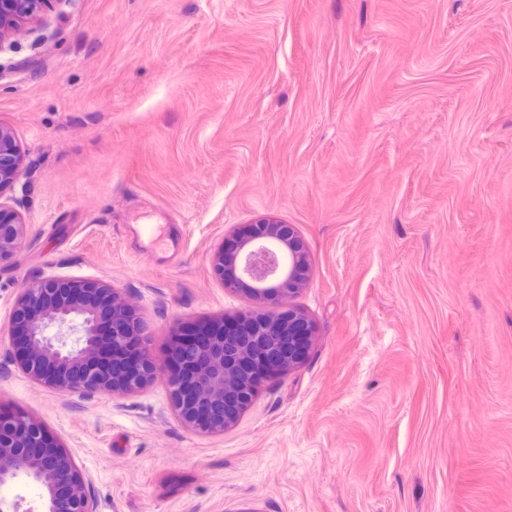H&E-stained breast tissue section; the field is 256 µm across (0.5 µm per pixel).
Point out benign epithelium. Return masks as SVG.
<instances>
[{
    "mask_svg": "<svg viewBox=\"0 0 512 512\" xmlns=\"http://www.w3.org/2000/svg\"><path fill=\"white\" fill-rule=\"evenodd\" d=\"M45 0H0V46L21 22L33 17ZM22 176V155L12 131L0 124V194ZM26 224L13 207L0 202V259L23 248ZM248 294L257 302H275L270 314L239 315L249 324L245 334L224 330L214 322L210 339L184 351L189 375L168 378L172 405L180 421L202 432H222L235 424L252 403L249 378L262 377L266 364L278 371L302 364L312 345L315 327L300 309L284 306L305 284L310 259L293 225L261 219L238 240ZM112 316L107 340L100 336L103 313ZM56 329L49 334L50 329ZM9 340L19 367L33 381L86 398L104 393H131L156 376L150 336L118 289L98 281L55 277L29 280L18 294L9 326ZM74 344H68L69 338ZM138 340L144 363L121 374H109L99 364L107 348L120 356L130 339ZM21 478L42 486V512H60L59 493L65 491V512H95L89 486L72 457L39 422L0 414V489Z\"/></svg>",
    "mask_w": 512,
    "mask_h": 512,
    "instance_id": "obj_1",
    "label": "benign epithelium"
}]
</instances>
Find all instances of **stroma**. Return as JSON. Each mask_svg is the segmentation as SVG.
<instances>
[{"instance_id":"obj_1","label":"stroma","mask_w":512,"mask_h":512,"mask_svg":"<svg viewBox=\"0 0 512 512\" xmlns=\"http://www.w3.org/2000/svg\"><path fill=\"white\" fill-rule=\"evenodd\" d=\"M0 124L27 225L0 412L96 512H512V0H56L0 51ZM264 217L307 246L315 336L224 432L162 373L82 398L16 363L36 277L117 288L161 361L179 323L262 313L211 257ZM22 155L12 131L0 124V199L21 178Z\"/></svg>"}]
</instances>
